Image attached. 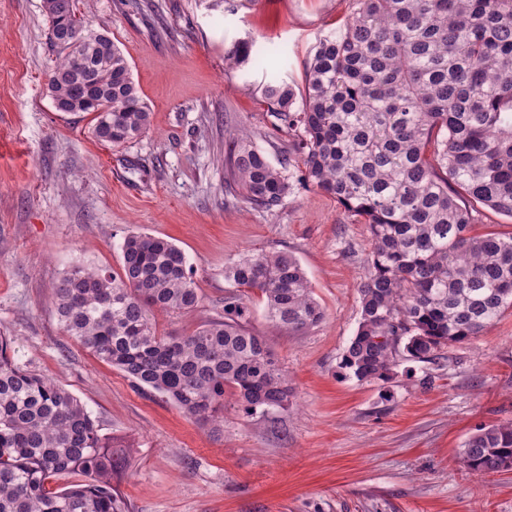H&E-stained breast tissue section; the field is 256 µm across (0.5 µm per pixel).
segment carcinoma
<instances>
[{"instance_id":"carcinoma-1","label":"carcinoma","mask_w":512,"mask_h":512,"mask_svg":"<svg viewBox=\"0 0 512 512\" xmlns=\"http://www.w3.org/2000/svg\"><path fill=\"white\" fill-rule=\"evenodd\" d=\"M342 33L319 41L306 67L302 108L288 82L260 87L267 111L301 129L286 164L369 225L372 251L359 288L360 319L340 369L359 382L391 379L399 363L433 364L512 308V236L476 232L477 207L512 218V0H355ZM60 57L52 100L94 114L93 133L123 145L150 127L126 57L90 30L76 0H44ZM230 172L245 199L279 206L289 179L238 137ZM224 318L187 336H161L160 313L200 298L185 254L131 233L121 273L75 266L57 281L63 331L196 421H224L229 392L254 415L292 397L285 370L250 326L245 292L290 333L325 312L286 253L247 254L224 267ZM126 449L54 379L19 366L0 336V512H128L112 479ZM470 471L512 470V421L480 425L464 441ZM62 474L82 480L47 487Z\"/></svg>"}]
</instances>
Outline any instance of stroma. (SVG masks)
<instances>
[{
	"instance_id": "1",
	"label": "stroma",
	"mask_w": 512,
	"mask_h": 512,
	"mask_svg": "<svg viewBox=\"0 0 512 512\" xmlns=\"http://www.w3.org/2000/svg\"><path fill=\"white\" fill-rule=\"evenodd\" d=\"M89 26L123 51L150 127L113 147L92 116L57 111V55L43 0H0V336L25 368L81 400L128 464L115 486L129 512H512V470L459 462L479 425L512 421V309L435 364L398 366L388 382L343 376L359 322L370 236L327 194L293 183L282 204L248 203L227 145L243 135L280 164L301 132L267 112L259 87L271 50L303 94L316 44L340 30L353 0H254L224 15L208 0H79ZM251 44L248 63L226 59ZM132 232L182 249L197 308L161 315L181 336L223 317L224 265L284 252L304 269L326 318L291 334L251 292V325L290 380L287 408L246 414L224 397V422L202 424L67 336L52 305L70 268H121Z\"/></svg>"
}]
</instances>
